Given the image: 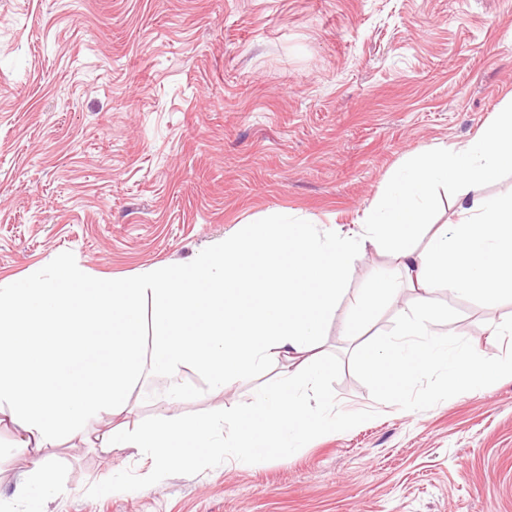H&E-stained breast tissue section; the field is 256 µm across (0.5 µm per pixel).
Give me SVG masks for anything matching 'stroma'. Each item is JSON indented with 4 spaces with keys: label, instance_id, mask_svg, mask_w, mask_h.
<instances>
[{
    "label": "stroma",
    "instance_id": "35a3bbf8",
    "mask_svg": "<svg viewBox=\"0 0 512 512\" xmlns=\"http://www.w3.org/2000/svg\"><path fill=\"white\" fill-rule=\"evenodd\" d=\"M512 103V0H0V283L60 253L123 279L188 262L271 213L353 235L409 158L465 146ZM389 255L367 249L317 355L345 366L339 408L376 418L290 457L226 460L139 491L86 496L148 456L91 445L119 423L251 402L279 367L178 404L150 375L127 408L43 449L67 468L44 512H512V377L424 411L374 400L347 363L348 301ZM482 356L512 348V302L432 293ZM0 422V501L30 457Z\"/></svg>",
    "mask_w": 512,
    "mask_h": 512
}]
</instances>
